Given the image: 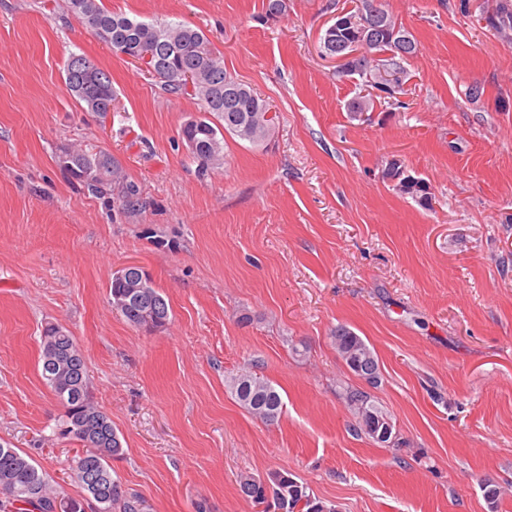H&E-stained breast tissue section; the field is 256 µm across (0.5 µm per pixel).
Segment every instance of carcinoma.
Wrapping results in <instances>:
<instances>
[{"instance_id":"carcinoma-1","label":"carcinoma","mask_w":512,"mask_h":512,"mask_svg":"<svg viewBox=\"0 0 512 512\" xmlns=\"http://www.w3.org/2000/svg\"><path fill=\"white\" fill-rule=\"evenodd\" d=\"M370 9L364 21L342 34L341 40H356L363 44L366 53L383 52L385 57L375 59L368 66L362 60L351 65L349 73L362 78L371 77L390 87V97L405 94L401 88L400 74L403 62L415 55L418 43L413 36L389 13L383 0H369ZM71 10L87 26L94 24L106 31L112 50L139 60L144 48L154 51L150 62L151 73L162 79L164 89L175 95H187L200 101L208 116L195 126L181 128L182 138H191L199 144V151L191 154L198 163V172L205 176L212 169L210 157L223 155L224 134H229L253 146H261L274 136L275 118H266L270 111L268 102L252 88L232 77L224 69V57L199 29L182 22L163 21L146 23L134 21L105 9L100 0H93L91 13L80 10L79 0H70ZM500 19L498 33L512 32V0H495L492 8L484 11ZM204 45L211 55L208 65L209 78L205 85L188 89L180 83L177 74L197 67L196 48ZM81 55L69 58L65 68L67 88L80 105L87 100L96 101L97 112L106 113L116 97L112 79L106 71L93 67L95 81L86 83V69L80 65ZM351 115L361 118L374 107V99L358 96L348 103ZM103 160V177L90 184L80 179L82 169L94 159ZM66 174L97 198L112 197V184L118 181V166L104 151L75 150ZM398 190L427 203L431 196L421 185L406 178L398 179ZM117 201L125 212L139 207L140 190L127 183L122 187ZM143 305L132 301L118 312L133 327L144 328ZM333 344L345 365L367 383L376 385L380 380L379 363L369 345L345 326L336 328ZM42 377L61 408L59 435L74 440L85 448L72 461L74 478L86 491L94 512H139V499L122 488L112 475L111 461L122 455V443L112 427V421L93 400L89 375L84 356L73 343V336L52 323L46 324L41 336ZM231 393L240 406L253 417L264 422L278 419L282 409L279 391L267 379L252 373H242L229 382ZM348 407L356 418V431L376 439L375 426L391 417L371 402L370 395L356 388L345 391ZM242 495L253 504L267 502L272 512H296L302 499L306 505L301 512H334L307 492V487L286 471H273L266 480L250 473L238 478ZM0 512H56L57 497L48 487L45 474L28 457L14 448L0 445Z\"/></svg>"}]
</instances>
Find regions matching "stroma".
Returning a JSON list of instances; mask_svg holds the SVG:
<instances>
[{
    "instance_id": "1",
    "label": "stroma",
    "mask_w": 512,
    "mask_h": 512,
    "mask_svg": "<svg viewBox=\"0 0 512 512\" xmlns=\"http://www.w3.org/2000/svg\"><path fill=\"white\" fill-rule=\"evenodd\" d=\"M70 0H0V443L80 500L41 377L45 324L85 357L95 402L122 442L112 463L142 512H256L237 476L291 473L336 512H512V41L480 21L491 0H385L419 43L401 104L359 120L358 75L319 37L359 0H102L138 21L201 29L224 67L269 100L276 134L225 138L199 177L180 137L204 111L114 52ZM110 73L119 110L85 111L71 55ZM483 90L466 98L468 86ZM110 153L139 210L89 195L61 146ZM400 160L431 204L383 179ZM145 267L170 306L164 328L129 325L114 273ZM344 325L379 361L370 385L336 353ZM249 370L284 403L251 417L229 389ZM386 411L401 443L355 430L345 387ZM504 493L489 510L481 485Z\"/></svg>"
}]
</instances>
